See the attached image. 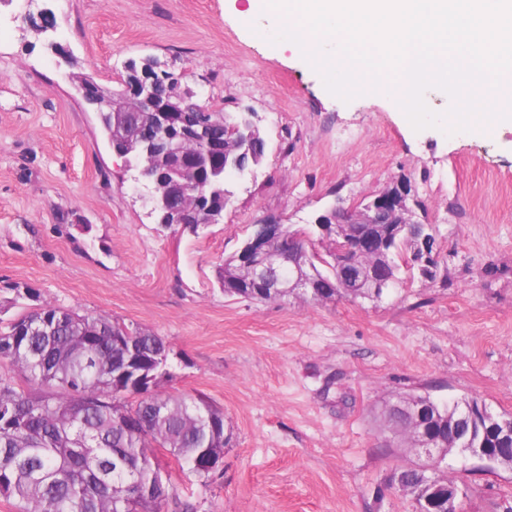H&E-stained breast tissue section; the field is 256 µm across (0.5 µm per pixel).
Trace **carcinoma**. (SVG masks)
Instances as JSON below:
<instances>
[{
    "mask_svg": "<svg viewBox=\"0 0 512 512\" xmlns=\"http://www.w3.org/2000/svg\"><path fill=\"white\" fill-rule=\"evenodd\" d=\"M129 132H145L143 114L126 112L118 118ZM223 161L188 175L190 189L175 194L186 211L202 207L222 211L230 192L214 170ZM283 247L294 252L301 270L325 278L332 297L349 298L356 281L336 267V250L350 237L339 227L325 239L326 254L308 250L312 231L286 226ZM361 231L415 252V242L393 234L391 224H368ZM224 295L257 303L283 301L285 292L257 290V284L238 273L235 256L216 270ZM134 356L161 378L166 369L167 343L154 331L127 325L103 315L81 314L42 304L0 325V366L7 365L22 379L0 377V495L15 499L20 512H195L187 502L172 498L160 464L149 450L163 448L188 467L203 484L213 481L204 467L206 449H223L228 442L214 433L224 426V411L204 397L164 394L160 381L144 393H112L113 375L125 356ZM475 399L441 407L443 416L423 423L436 441L448 439L441 422L461 418ZM387 422L409 435L406 415L390 408ZM459 435L474 448H495L486 423L466 419ZM174 508H169V505Z\"/></svg>",
    "mask_w": 512,
    "mask_h": 512,
    "instance_id": "obj_1",
    "label": "carcinoma"
}]
</instances>
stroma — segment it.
<instances>
[{
  "label": "stroma",
  "instance_id": "obj_1",
  "mask_svg": "<svg viewBox=\"0 0 512 512\" xmlns=\"http://www.w3.org/2000/svg\"><path fill=\"white\" fill-rule=\"evenodd\" d=\"M248 0H0V317L17 298L147 327L169 349L164 391L224 411L231 443L210 485L166 451L171 495L197 512H415L393 479L415 460L383 413L399 398H472L512 415V130L414 131L381 91L331 95L303 56L272 43ZM52 11L51 35L22 18ZM153 55L216 111L253 112L260 166L226 181L224 221L158 226L135 171L112 154L75 76L118 88ZM410 182L432 227L436 280L402 267L381 299L255 304L224 296L215 268L272 216L305 228ZM443 468L461 512H504L512 470L461 451Z\"/></svg>",
  "mask_w": 512,
  "mask_h": 512
}]
</instances>
